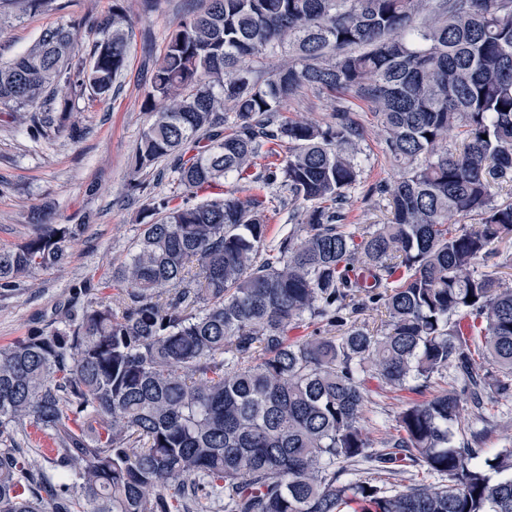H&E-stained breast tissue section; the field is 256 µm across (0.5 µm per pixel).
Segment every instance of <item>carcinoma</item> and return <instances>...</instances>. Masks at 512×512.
Segmentation results:
<instances>
[{
  "instance_id": "carcinoma-1",
  "label": "carcinoma",
  "mask_w": 512,
  "mask_h": 512,
  "mask_svg": "<svg viewBox=\"0 0 512 512\" xmlns=\"http://www.w3.org/2000/svg\"><path fill=\"white\" fill-rule=\"evenodd\" d=\"M199 2L154 64L134 156L138 173L167 160L178 193L144 208L112 275L0 347V512H512V447L487 456L463 424L465 405L512 398V284L480 270L512 241L491 191L512 179V0ZM130 28L115 0L86 55L72 24L43 30L0 65V108L78 141L72 97L109 95ZM285 46L270 77L251 67ZM306 87L341 94L332 121L281 118ZM348 97L400 168L371 189L387 223L361 230L343 208L366 140ZM229 177L256 193L190 201ZM266 189L300 234L268 240ZM32 222L0 247L3 293L62 267L86 228ZM450 368L462 386L408 403L370 452V383L414 391ZM27 422L53 441L48 470L15 442ZM362 459L375 476L343 480ZM408 468L422 478L402 490L381 479Z\"/></svg>"
}]
</instances>
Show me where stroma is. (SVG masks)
<instances>
[{
	"mask_svg": "<svg viewBox=\"0 0 512 512\" xmlns=\"http://www.w3.org/2000/svg\"><path fill=\"white\" fill-rule=\"evenodd\" d=\"M196 0H126L132 19L130 51L125 70L107 98L84 93L73 102L71 120L84 137L70 141L50 134L32 140L23 125L0 113V247H13L34 236V212L49 213L55 224H85L67 263L55 271H37L19 294L0 295V346L26 336L56 318L59 308L78 296L85 280L108 276L124 261L140 232L139 215L152 197L173 192L169 179L157 170L133 172L138 138L149 117L144 93L155 60L163 53L166 36ZM113 0H55L41 10L19 14L0 8V63L26 51L40 33L71 19H81L77 42L89 51L98 37L97 21L110 17ZM335 101L326 93L306 88L288 101L284 117L313 123L329 122ZM367 138L362 143L361 184L347 197L345 209L354 227L386 223L387 197L368 196L375 184L392 182L400 171L383 156L378 128L370 106L352 101ZM139 179L140 192H130V179ZM454 372H447L431 388L416 391L373 390L366 403L364 427L372 441L392 431L405 402L423 401L450 388Z\"/></svg>",
	"mask_w": 512,
	"mask_h": 512,
	"instance_id": "obj_1",
	"label": "stroma"
}]
</instances>
